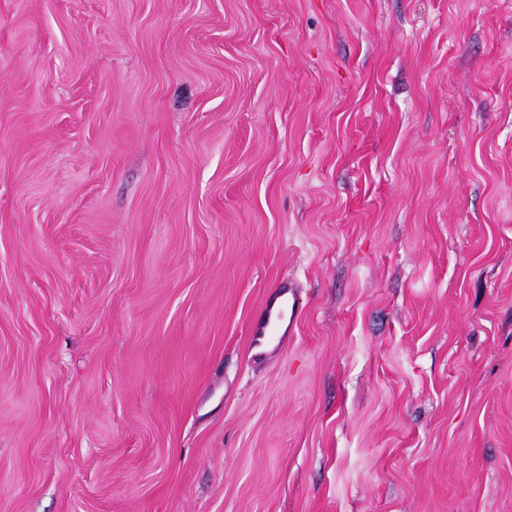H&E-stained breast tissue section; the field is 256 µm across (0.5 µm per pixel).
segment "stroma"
Returning <instances> with one entry per match:
<instances>
[{
	"instance_id": "35a3bbf8",
	"label": "stroma",
	"mask_w": 512,
	"mask_h": 512,
	"mask_svg": "<svg viewBox=\"0 0 512 512\" xmlns=\"http://www.w3.org/2000/svg\"><path fill=\"white\" fill-rule=\"evenodd\" d=\"M0 512H512V0H0ZM276 298L267 303L262 309L259 322L250 328L249 351L263 353L265 348L276 346L275 340L283 337L286 331H291L294 318L299 310V301L292 290L287 286H280ZM280 301L277 303V301ZM290 316L288 319V311ZM281 337V338H282Z\"/></svg>"
}]
</instances>
